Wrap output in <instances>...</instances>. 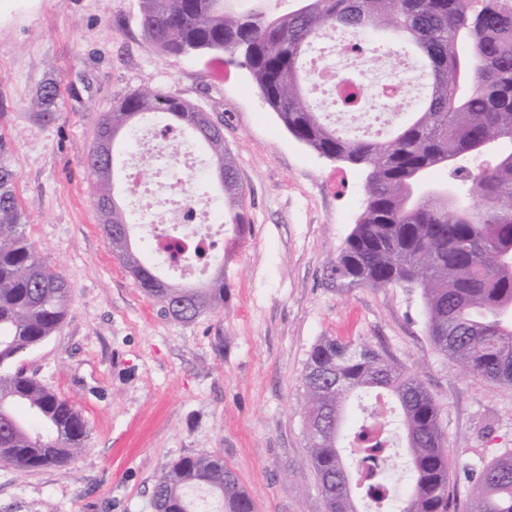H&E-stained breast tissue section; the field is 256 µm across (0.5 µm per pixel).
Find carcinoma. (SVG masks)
<instances>
[{
	"mask_svg": "<svg viewBox=\"0 0 512 512\" xmlns=\"http://www.w3.org/2000/svg\"><path fill=\"white\" fill-rule=\"evenodd\" d=\"M140 0L144 38L172 56L222 57L246 69L284 128L319 156L369 169L363 213L346 239L332 279L373 288L422 290L429 336L464 371L512 385V7L505 0H291L273 14L266 0ZM339 32L381 47L390 33L411 54L424 79L412 112L382 130H339L327 120L307 77L310 52ZM59 86L46 83L30 99L50 117ZM362 86L339 100L341 110L367 107ZM199 106L158 88H140L95 119V134L131 140L148 121L162 122L159 137L177 154V136L203 122ZM204 144L224 194L223 222L236 235L242 211L236 163L220 127ZM115 150L87 156L88 193L95 205L113 199ZM439 168L470 186L477 203L448 206L417 197V181ZM16 173L0 162V462L19 470L62 468L85 447L88 428L67 399L18 364L65 320L70 285L25 233L15 194ZM132 228L123 208L112 209L105 237L143 293L168 319L192 322L224 305V265L204 284L189 286L158 275L144 250L116 237ZM356 397L352 437L354 471L339 450L345 403ZM306 427L311 464L328 512L345 499L374 512H455L448 490V444L441 407L419 378L366 344L325 339L311 350L305 373ZM401 471L407 496L379 492L380 472ZM469 512H512V448L475 472ZM153 507L163 512H255L224 457L183 456L159 477Z\"/></svg>",
	"mask_w": 512,
	"mask_h": 512,
	"instance_id": "obj_1",
	"label": "carcinoma"
}]
</instances>
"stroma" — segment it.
<instances>
[{"label": "stroma", "instance_id": "obj_1", "mask_svg": "<svg viewBox=\"0 0 512 512\" xmlns=\"http://www.w3.org/2000/svg\"><path fill=\"white\" fill-rule=\"evenodd\" d=\"M54 116L30 104L47 82ZM151 86L224 130L249 220L224 236V305L161 317L109 247L84 162L91 109ZM0 161L17 174L21 222L71 287L57 333L20 363L81 411L89 435L66 468L0 463V512H153L174 460L223 456L256 512H327L309 462L303 378L323 338L364 343L422 380L442 408L448 485L468 512L472 472L512 448V386L439 354L420 289L332 281L365 202L362 170L320 157L263 102L245 70L159 52L139 0H0Z\"/></svg>", "mask_w": 512, "mask_h": 512}]
</instances>
